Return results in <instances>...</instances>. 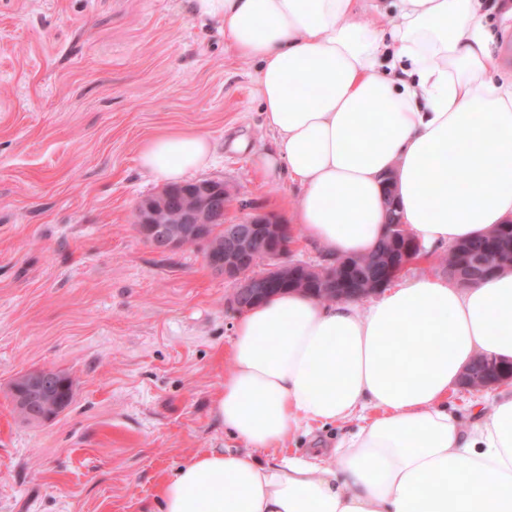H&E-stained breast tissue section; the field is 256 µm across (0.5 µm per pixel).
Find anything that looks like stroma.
I'll list each match as a JSON object with an SVG mask.
<instances>
[{
  "mask_svg": "<svg viewBox=\"0 0 512 512\" xmlns=\"http://www.w3.org/2000/svg\"><path fill=\"white\" fill-rule=\"evenodd\" d=\"M256 69L190 0H0V512H153L187 458L243 451L214 413L231 285L200 249L145 243L135 206L161 186L141 146L194 131L230 220L290 223L296 190L256 163ZM46 368L73 400L24 423L11 386Z\"/></svg>",
  "mask_w": 512,
  "mask_h": 512,
  "instance_id": "stroma-1",
  "label": "stroma"
}]
</instances>
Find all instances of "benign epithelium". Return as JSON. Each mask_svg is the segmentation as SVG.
Listing matches in <instances>:
<instances>
[{"label": "benign epithelium", "instance_id": "1", "mask_svg": "<svg viewBox=\"0 0 512 512\" xmlns=\"http://www.w3.org/2000/svg\"><path fill=\"white\" fill-rule=\"evenodd\" d=\"M229 189L224 182L202 179L180 193L163 186L156 194L140 200L135 208L138 230L150 240L159 252L179 248L186 240L195 239L201 246L208 243V231L213 224L230 228L222 247L204 251L206 264L224 275L233 285L232 305L239 311L255 305L288 282L290 264L279 259L288 245L285 237L289 225L280 222L271 213L255 212L244 219L249 232L244 234L231 227L224 209V195ZM275 265L264 273L253 268L262 259ZM341 264L322 271V287L349 295L354 299L366 297L362 289L349 285L339 275ZM504 378L483 364L468 365L461 377L460 387L467 391H481L499 385ZM12 400L24 414L34 421L57 417L70 403L73 388L63 374L48 369L28 371L18 377L12 387Z\"/></svg>", "mask_w": 512, "mask_h": 512}]
</instances>
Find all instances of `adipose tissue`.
Masks as SVG:
<instances>
[{"mask_svg":"<svg viewBox=\"0 0 512 512\" xmlns=\"http://www.w3.org/2000/svg\"><path fill=\"white\" fill-rule=\"evenodd\" d=\"M256 93L271 177L327 259L387 231L385 190L427 251L512 221V74L481 0H192ZM375 23H365V16ZM200 132L155 136L141 166L206 167ZM512 360V271L467 286L431 273L369 302L272 297L236 322L218 421L247 453L199 451L158 512H512V386L464 426L445 401L477 356ZM354 424L328 458L286 456L301 428Z\"/></svg>","mask_w":512,"mask_h":512,"instance_id":"1","label":"adipose tissue"}]
</instances>
